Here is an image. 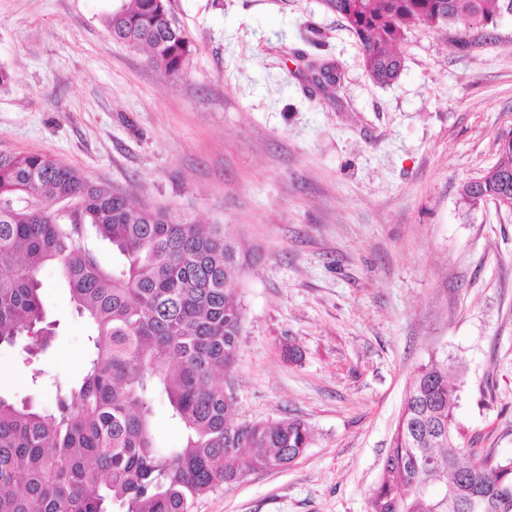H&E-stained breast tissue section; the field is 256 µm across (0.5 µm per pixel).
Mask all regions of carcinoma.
I'll return each mask as SVG.
<instances>
[{
	"instance_id": "carcinoma-1",
	"label": "carcinoma",
	"mask_w": 512,
	"mask_h": 512,
	"mask_svg": "<svg viewBox=\"0 0 512 512\" xmlns=\"http://www.w3.org/2000/svg\"><path fill=\"white\" fill-rule=\"evenodd\" d=\"M358 39L377 84L403 70L411 29L457 21L493 24L512 0H322ZM112 39L145 49L183 74L194 52L167 0H129L106 22ZM471 205L512 204V142L482 177L463 186ZM122 257L102 267L85 226ZM240 257L222 224H198L185 210L134 204L42 154L0 155V346L25 338L45 350L39 274L55 266L91 329L81 381L56 387L50 411L0 395V512H192L195 500L230 488L248 470L298 461L310 443L304 421L233 422L223 374L235 362L244 308ZM167 400L182 431L174 448L155 434L153 394ZM459 397L448 362L421 366L407 391L368 512H512V457L459 443Z\"/></svg>"
}]
</instances>
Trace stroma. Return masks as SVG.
Returning <instances> with one entry per match:
<instances>
[{"label": "stroma", "mask_w": 512, "mask_h": 512, "mask_svg": "<svg viewBox=\"0 0 512 512\" xmlns=\"http://www.w3.org/2000/svg\"><path fill=\"white\" fill-rule=\"evenodd\" d=\"M124 0H0V155L45 154L132 202L224 225L252 261L232 385L240 423L303 420L294 465L193 512H367L419 366L447 358L461 445L512 455V212L462 199L512 136V14L413 29L374 84L321 0H169L186 72L112 40ZM335 69V89L312 68ZM49 347L0 346V394L51 407L89 329L41 273ZM302 358L284 357V345ZM40 368L39 385L30 382Z\"/></svg>", "instance_id": "35a3bbf8"}]
</instances>
